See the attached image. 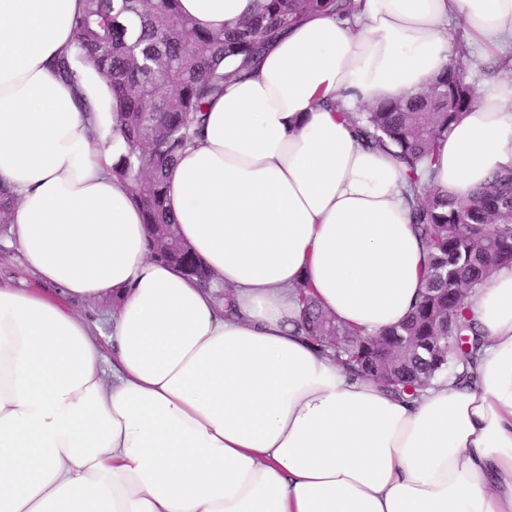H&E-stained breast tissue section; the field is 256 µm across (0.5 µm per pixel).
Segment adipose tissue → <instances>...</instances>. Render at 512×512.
I'll use <instances>...</instances> for the list:
<instances>
[{
    "mask_svg": "<svg viewBox=\"0 0 512 512\" xmlns=\"http://www.w3.org/2000/svg\"><path fill=\"white\" fill-rule=\"evenodd\" d=\"M253 0H180L199 26ZM313 13L206 107L168 178L179 232L216 279L152 257L112 164L115 116L54 63L82 0H0V186L36 288L0 283V512H512V267L465 304L474 382L395 397L298 333L306 285L371 334L405 319L428 251L403 165L342 109L425 91L512 48V0H354ZM512 164V75L483 79L434 183L467 198ZM116 299L111 354L75 300Z\"/></svg>",
    "mask_w": 512,
    "mask_h": 512,
    "instance_id": "ef3b65f1",
    "label": "adipose tissue"
}]
</instances>
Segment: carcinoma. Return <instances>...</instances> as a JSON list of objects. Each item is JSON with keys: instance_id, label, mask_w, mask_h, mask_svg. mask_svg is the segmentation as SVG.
Wrapping results in <instances>:
<instances>
[{"instance_id": "1", "label": "carcinoma", "mask_w": 512, "mask_h": 512, "mask_svg": "<svg viewBox=\"0 0 512 512\" xmlns=\"http://www.w3.org/2000/svg\"><path fill=\"white\" fill-rule=\"evenodd\" d=\"M254 12L231 28L203 29L179 13V0H83L74 19L70 55L57 73L92 69L104 95L118 104L127 150L113 162L143 214L154 255L209 286L212 275L181 238L167 206L166 172L200 136L208 102L239 70L227 59L257 61L265 47L304 16L345 12L352 0H256ZM476 98L459 66L450 64L427 93L343 116L369 147H394L414 194L415 231L429 251L424 292L405 321L364 337L335 321L298 287V332L336 363L369 377L401 398L415 397L438 376L473 380L481 339L462 308L465 291L499 266H512V168H503L466 203L448 199L432 182L442 134Z\"/></svg>"}]
</instances>
